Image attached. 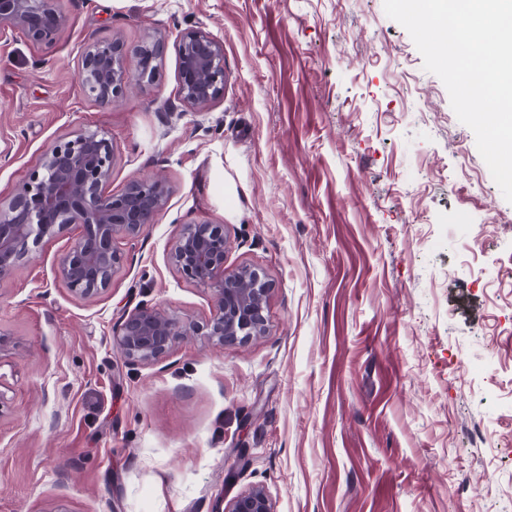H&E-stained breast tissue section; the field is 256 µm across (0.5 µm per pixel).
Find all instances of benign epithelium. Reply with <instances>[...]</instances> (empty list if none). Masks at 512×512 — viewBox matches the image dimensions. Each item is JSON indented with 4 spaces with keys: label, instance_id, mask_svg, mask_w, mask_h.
I'll return each instance as SVG.
<instances>
[{
    "label": "benign epithelium",
    "instance_id": "benign-epithelium-1",
    "mask_svg": "<svg viewBox=\"0 0 512 512\" xmlns=\"http://www.w3.org/2000/svg\"><path fill=\"white\" fill-rule=\"evenodd\" d=\"M67 25L55 0H0V35L19 30L33 44L53 41ZM165 39L153 36L135 50L136 69L129 72V54L118 38L94 41L81 55L78 79L85 94L108 104L124 92L150 84L162 63ZM179 96L182 102L206 106L224 91V46L201 30H188L178 39ZM114 147L99 130H80L57 139L7 201L0 200V280L23 261L46 237L70 224L83 227L75 246L63 257L58 272L69 290L90 296L106 289L122 262L117 238L134 239L154 223L166 207L171 189L147 175L119 194L105 192L112 179ZM230 241L222 224H184L171 259L189 280L212 291L215 316L205 336L216 345L244 342L265 331V306L271 284L256 269L233 273L224 269ZM196 327L179 323L161 311L142 307L120 324L117 344L126 363L156 361ZM225 512H274L261 487L234 498Z\"/></svg>",
    "mask_w": 512,
    "mask_h": 512
}]
</instances>
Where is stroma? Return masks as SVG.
Returning a JSON list of instances; mask_svg holds the SVG:
<instances>
[{"mask_svg":"<svg viewBox=\"0 0 512 512\" xmlns=\"http://www.w3.org/2000/svg\"><path fill=\"white\" fill-rule=\"evenodd\" d=\"M57 4L55 42L0 35V197L85 128L113 143L110 192L172 194L106 290L58 273L77 225L0 281V512H224L257 486L275 512H512V203L383 0ZM189 29L224 46L203 108L179 97ZM157 31L155 83L84 95L87 44ZM201 222L226 271L272 283L265 332L125 364L137 308L215 315L170 260Z\"/></svg>","mask_w":512,"mask_h":512,"instance_id":"35a3bbf8","label":"stroma"}]
</instances>
